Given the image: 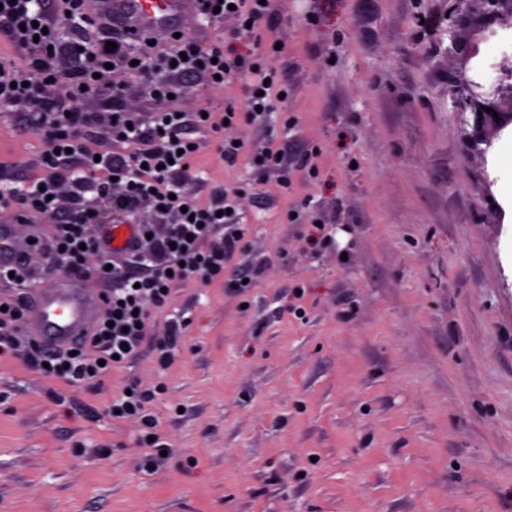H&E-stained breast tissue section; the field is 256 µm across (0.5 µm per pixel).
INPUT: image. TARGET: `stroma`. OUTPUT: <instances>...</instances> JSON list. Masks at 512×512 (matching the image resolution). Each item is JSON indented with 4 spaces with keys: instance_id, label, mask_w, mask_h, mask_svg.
Here are the masks:
<instances>
[{
    "instance_id": "35a3bbf8",
    "label": "stroma",
    "mask_w": 512,
    "mask_h": 512,
    "mask_svg": "<svg viewBox=\"0 0 512 512\" xmlns=\"http://www.w3.org/2000/svg\"><path fill=\"white\" fill-rule=\"evenodd\" d=\"M276 17L236 42L234 19L195 9L181 29L234 51L282 46L290 88L267 123L237 128L249 153L225 166L200 139L183 195L236 194L248 249L223 279H190L154 312L137 357L73 386L0 359V512H512V127L484 152L452 103L473 78L451 26L480 57L512 28L479 32L453 0H275ZM143 123L166 110L147 77L125 78ZM186 79L193 114L242 98ZM0 108V186L42 174L43 146ZM318 147L320 175L290 165L289 190L250 156ZM309 205L325 226L315 245ZM253 274L239 292L226 280ZM184 326L174 362L155 347ZM165 455L110 412L127 383Z\"/></svg>"
}]
</instances>
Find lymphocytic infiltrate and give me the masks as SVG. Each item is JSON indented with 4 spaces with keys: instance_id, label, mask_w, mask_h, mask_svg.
<instances>
[{
    "instance_id": "lymphocytic-infiltrate-1",
    "label": "lymphocytic infiltrate",
    "mask_w": 512,
    "mask_h": 512,
    "mask_svg": "<svg viewBox=\"0 0 512 512\" xmlns=\"http://www.w3.org/2000/svg\"><path fill=\"white\" fill-rule=\"evenodd\" d=\"M195 6L208 18H234L239 38L259 30L273 13L267 0H196ZM61 21L72 34L65 47L57 42ZM41 26L46 34H38ZM0 36L24 50L26 57L22 67L0 58V107L26 103L39 116L32 131L45 144L41 177L13 195H0V209L21 217L31 212L48 216L49 255L66 256L72 272L81 270L88 259H98L99 276L112 284L102 295L103 318L87 342L71 352L36 351L28 364L43 376L73 385L99 381L138 353L152 311L168 304L174 284L190 278L205 283L223 278L226 267L247 246L244 230L230 223L232 202L224 191H216L204 204L174 192L177 181L193 174V132H209L225 164L235 165L247 144L226 137V127L262 122L267 113L277 111L288 82L273 63L279 54L275 47L230 57L223 46L206 47L184 34L136 38L122 23L88 13L86 0H0ZM64 54L72 64L62 71L56 60ZM109 68L150 77L162 98L181 95V80L191 74L203 76L215 88L243 81L245 94L240 101L225 100L222 110L211 109L191 119L161 112L153 125L144 127L132 124L120 105L122 87L113 85L112 136L108 146L96 151L87 140L92 115L53 107L50 100L61 82L76 101L102 93L98 76ZM64 183L71 191L61 204L55 195ZM91 192L111 199L118 214L134 211L147 197L174 216L169 236L154 244L159 260L150 269L134 271L137 247L113 259L105 254L99 236L86 233V225L99 221L87 199Z\"/></svg>"
}]
</instances>
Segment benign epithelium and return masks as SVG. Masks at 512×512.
I'll list each match as a JSON object with an SVG mask.
<instances>
[{"mask_svg": "<svg viewBox=\"0 0 512 512\" xmlns=\"http://www.w3.org/2000/svg\"><path fill=\"white\" fill-rule=\"evenodd\" d=\"M483 4V12L478 20L479 31L491 28L495 23L504 24L512 20V0H478ZM479 85L468 81L456 86L453 103L460 114L473 115L475 144H490V136L508 126L512 127V85L507 90L495 89L491 93L478 91ZM491 108L498 117L485 111Z\"/></svg>", "mask_w": 512, "mask_h": 512, "instance_id": "1", "label": "benign epithelium"}]
</instances>
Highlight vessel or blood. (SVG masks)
<instances>
[{
	"instance_id": "obj_1",
	"label": "vessel or blood",
	"mask_w": 512,
	"mask_h": 512,
	"mask_svg": "<svg viewBox=\"0 0 512 512\" xmlns=\"http://www.w3.org/2000/svg\"><path fill=\"white\" fill-rule=\"evenodd\" d=\"M185 0H95V10L125 20L135 31L162 34L172 31L182 15ZM132 224H105L100 235L109 254L126 252L135 237ZM33 245L13 235L10 225L0 226V267L24 265ZM103 310L100 294L84 288L78 279L64 276L55 285L37 286L27 296L29 335L55 351L83 342Z\"/></svg>"
}]
</instances>
